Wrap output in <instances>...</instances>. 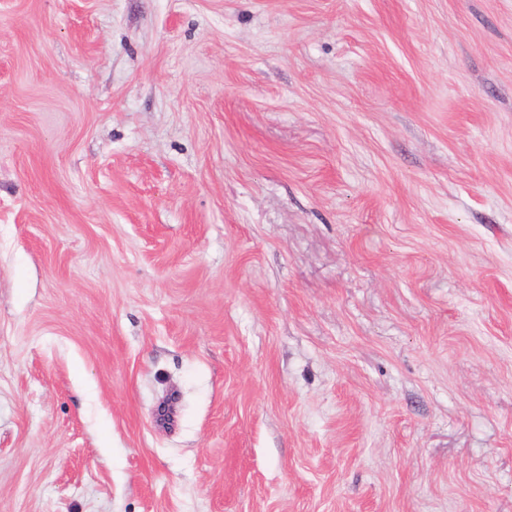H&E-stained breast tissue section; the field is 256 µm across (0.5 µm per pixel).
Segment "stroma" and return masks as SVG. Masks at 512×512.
<instances>
[{
	"mask_svg": "<svg viewBox=\"0 0 512 512\" xmlns=\"http://www.w3.org/2000/svg\"><path fill=\"white\" fill-rule=\"evenodd\" d=\"M0 512H512V0H0Z\"/></svg>",
	"mask_w": 512,
	"mask_h": 512,
	"instance_id": "stroma-1",
	"label": "stroma"
}]
</instances>
